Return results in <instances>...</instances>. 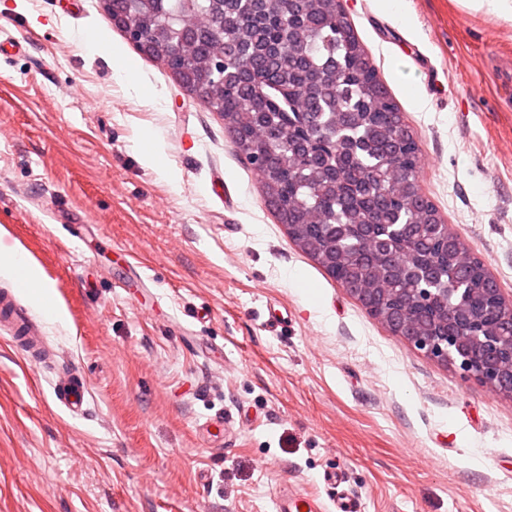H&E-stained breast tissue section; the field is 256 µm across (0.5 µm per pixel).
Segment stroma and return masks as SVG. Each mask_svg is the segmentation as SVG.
Here are the masks:
<instances>
[{
    "label": "stroma",
    "mask_w": 512,
    "mask_h": 512,
    "mask_svg": "<svg viewBox=\"0 0 512 512\" xmlns=\"http://www.w3.org/2000/svg\"><path fill=\"white\" fill-rule=\"evenodd\" d=\"M69 2L0 0V40L24 46L0 52V254L49 292L3 273L0 290L50 351L23 362L0 334V512H276L285 492L321 512L343 493L361 512H512V397L392 335L289 239L222 117L99 0ZM345 6L423 192L512 302V22L457 0ZM154 136L171 179L141 161ZM69 365L89 385L77 416L54 394Z\"/></svg>",
    "instance_id": "stroma-1"
}]
</instances>
